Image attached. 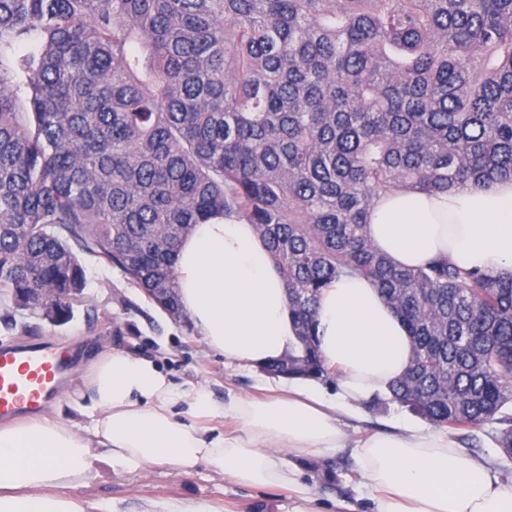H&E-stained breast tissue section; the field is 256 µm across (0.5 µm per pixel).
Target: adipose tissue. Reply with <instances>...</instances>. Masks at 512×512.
Segmentation results:
<instances>
[{"instance_id":"adipose-tissue-1","label":"adipose tissue","mask_w":512,"mask_h":512,"mask_svg":"<svg viewBox=\"0 0 512 512\" xmlns=\"http://www.w3.org/2000/svg\"><path fill=\"white\" fill-rule=\"evenodd\" d=\"M371 242L401 266L436 256L464 268L512 273V181L468 184L445 193L402 191L376 201ZM178 295L205 344L253 367L296 343L284 278L253 225L227 215L195 225L175 260ZM319 350L339 374L342 399L362 400L406 369L412 343L397 313L358 275L325 288L316 317ZM90 427L39 415L0 426V512H85L75 489L93 473L96 449L112 470L165 465L180 474L205 464L245 485L288 488L311 499L292 457L344 447L336 407L300 380L263 401L214 402L181 389L153 361L102 354L90 368ZM184 408L188 421L175 418ZM238 419V435L211 427ZM357 460L374 512H512V486L483 461L463 455L445 433L405 429L367 439Z\"/></svg>"}]
</instances>
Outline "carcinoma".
<instances>
[{
    "instance_id": "obj_1",
    "label": "carcinoma",
    "mask_w": 512,
    "mask_h": 512,
    "mask_svg": "<svg viewBox=\"0 0 512 512\" xmlns=\"http://www.w3.org/2000/svg\"><path fill=\"white\" fill-rule=\"evenodd\" d=\"M512 180V0H0V294L82 288L72 246L177 293L194 226L235 214L282 270L297 349L344 275L402 318L390 400L512 449V276L402 267L375 200Z\"/></svg>"
}]
</instances>
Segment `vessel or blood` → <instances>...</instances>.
Listing matches in <instances>:
<instances>
[{
    "instance_id": "obj_1",
    "label": "vessel or blood",
    "mask_w": 512,
    "mask_h": 512,
    "mask_svg": "<svg viewBox=\"0 0 512 512\" xmlns=\"http://www.w3.org/2000/svg\"><path fill=\"white\" fill-rule=\"evenodd\" d=\"M66 362L44 342L0 348V421L39 410L55 391Z\"/></svg>"
}]
</instances>
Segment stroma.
I'll return each mask as SVG.
<instances>
[{"instance_id": "stroma-1", "label": "stroma", "mask_w": 512, "mask_h": 512, "mask_svg": "<svg viewBox=\"0 0 512 512\" xmlns=\"http://www.w3.org/2000/svg\"><path fill=\"white\" fill-rule=\"evenodd\" d=\"M77 257L85 271V288L68 322L53 324L0 300V346L50 341L69 358L70 372L58 387L63 397L51 409L52 417L90 424V416L77 412L73 404L83 401L87 369L105 351L152 360L174 385H203L218 402L232 396H256L261 387L278 386V378L209 349L194 324L169 318L119 268L90 252H78ZM338 419L351 442L370 434L399 432L404 424L422 431L430 428L385 397L377 402L369 398L347 401ZM496 432V425L484 424L467 434L455 433L454 438L460 452L487 463L505 485L512 486V459L498 448ZM296 463L301 481L312 488L313 500L306 503V512H343L346 504L353 505L355 512H371L352 446L300 457ZM78 495L90 504L117 503L122 512H142L150 499L191 500L212 512H292L297 505L285 488L241 485L204 465L189 475L166 466L129 474L112 471L99 461Z\"/></svg>"}]
</instances>
